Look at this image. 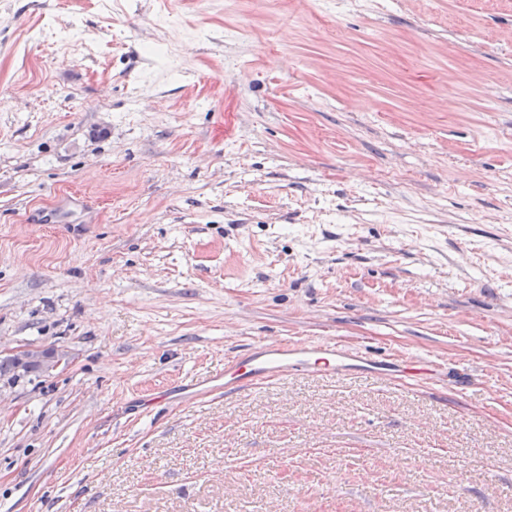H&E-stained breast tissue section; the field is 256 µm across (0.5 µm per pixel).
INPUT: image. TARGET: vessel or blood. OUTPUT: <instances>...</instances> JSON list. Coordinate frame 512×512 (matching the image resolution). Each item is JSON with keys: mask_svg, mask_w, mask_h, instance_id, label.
I'll return each mask as SVG.
<instances>
[{"mask_svg": "<svg viewBox=\"0 0 512 512\" xmlns=\"http://www.w3.org/2000/svg\"><path fill=\"white\" fill-rule=\"evenodd\" d=\"M371 367L363 353L335 340L316 344L307 342L267 341L250 345L247 356H233L224 362L225 391L246 387L307 370L327 377L342 376L350 366Z\"/></svg>", "mask_w": 512, "mask_h": 512, "instance_id": "obj_1", "label": "vessel or blood"}]
</instances>
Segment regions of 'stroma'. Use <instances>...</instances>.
<instances>
[{
    "mask_svg": "<svg viewBox=\"0 0 512 512\" xmlns=\"http://www.w3.org/2000/svg\"><path fill=\"white\" fill-rule=\"evenodd\" d=\"M332 337L454 375L225 394ZM47 344L0 512H512V0H0V350Z\"/></svg>",
    "mask_w": 512,
    "mask_h": 512,
    "instance_id": "1",
    "label": "stroma"
}]
</instances>
